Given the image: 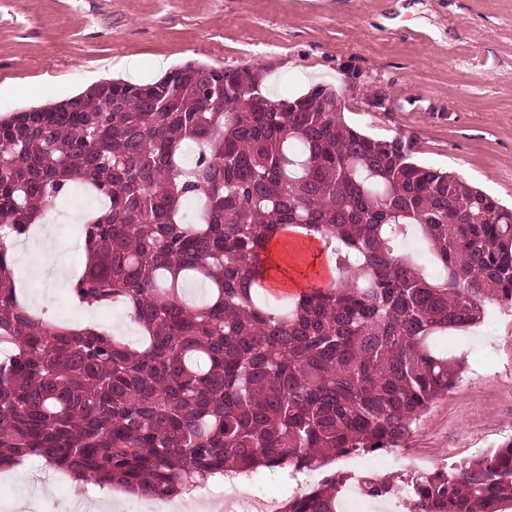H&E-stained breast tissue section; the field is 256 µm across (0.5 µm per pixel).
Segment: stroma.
<instances>
[{"label":"stroma","mask_w":512,"mask_h":512,"mask_svg":"<svg viewBox=\"0 0 512 512\" xmlns=\"http://www.w3.org/2000/svg\"><path fill=\"white\" fill-rule=\"evenodd\" d=\"M257 69L273 98L316 85L342 91L346 123L376 139L414 137L416 162L455 174L512 206V0H0V117L69 99L97 80L157 81V58ZM358 69L387 94L384 109L344 94V68ZM60 221L35 238L16 275L29 306L57 320H124L113 307L87 316L66 286L38 278L44 261L79 272L84 250L76 225ZM481 335L462 331L448 355L462 366L454 388L433 402L402 445L360 455L367 474L390 482L380 512H408L410 473L447 471L512 439V309L487 302ZM24 479L7 471L0 512H108L107 489L76 486L28 463ZM344 458L300 479L257 474L245 496L278 505L327 476L348 473Z\"/></svg>","instance_id":"obj_1"}]
</instances>
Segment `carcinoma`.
<instances>
[{
  "mask_svg": "<svg viewBox=\"0 0 512 512\" xmlns=\"http://www.w3.org/2000/svg\"><path fill=\"white\" fill-rule=\"evenodd\" d=\"M262 85L189 62L0 120V469L36 458L167 501L231 467L294 477L389 451L456 384L435 339L512 305V208L414 162L411 141L351 128L330 87L276 100ZM78 187L102 205L72 298L121 306L136 341L20 296L13 242ZM411 226L442 276L403 252ZM276 239L317 241L336 278L257 291ZM343 481L282 512H337ZM411 485L415 512H504L512 440Z\"/></svg>",
  "mask_w": 512,
  "mask_h": 512,
  "instance_id": "carcinoma-1",
  "label": "carcinoma"
}]
</instances>
